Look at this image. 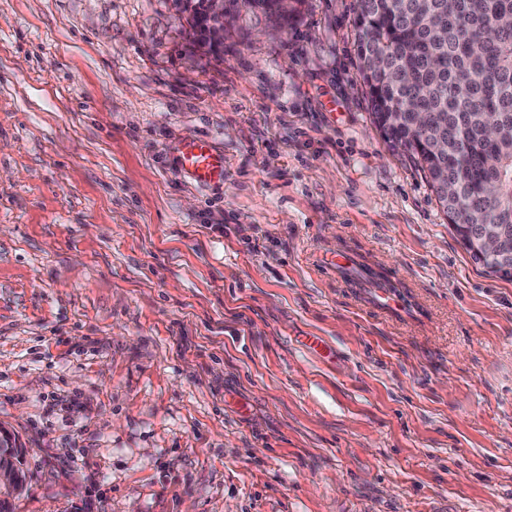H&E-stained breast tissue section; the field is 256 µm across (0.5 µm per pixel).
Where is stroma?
Returning <instances> with one entry per match:
<instances>
[{"label": "stroma", "mask_w": 512, "mask_h": 512, "mask_svg": "<svg viewBox=\"0 0 512 512\" xmlns=\"http://www.w3.org/2000/svg\"><path fill=\"white\" fill-rule=\"evenodd\" d=\"M185 2L0 0L14 512H512V280L374 124L356 0H224L220 56ZM301 0H250L249 3L255 9H259L271 19L275 25L281 27L293 20L297 12V5ZM180 169L199 183L224 181V154L218 152L206 138L181 143L176 148Z\"/></svg>", "instance_id": "35a3bbf8"}]
</instances>
